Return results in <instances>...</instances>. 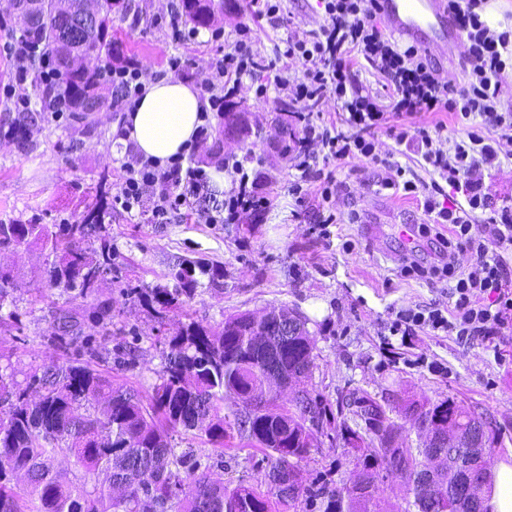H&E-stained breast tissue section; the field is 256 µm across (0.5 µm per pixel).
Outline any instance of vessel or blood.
Masks as SVG:
<instances>
[{
    "label": "vessel or blood",
    "instance_id": "obj_1",
    "mask_svg": "<svg viewBox=\"0 0 512 512\" xmlns=\"http://www.w3.org/2000/svg\"><path fill=\"white\" fill-rule=\"evenodd\" d=\"M378 16L407 40L436 54L460 36L449 13L448 0H378Z\"/></svg>",
    "mask_w": 512,
    "mask_h": 512
}]
</instances>
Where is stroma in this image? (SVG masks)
I'll list each match as a JSON object with an SVG mask.
<instances>
[{"label": "stroma", "instance_id": "stroma-1", "mask_svg": "<svg viewBox=\"0 0 512 512\" xmlns=\"http://www.w3.org/2000/svg\"><path fill=\"white\" fill-rule=\"evenodd\" d=\"M137 2L142 22L133 27L119 21L115 28L125 54L158 72H168L173 56L207 72L237 29L253 22L247 0H224V15L216 27L223 32L221 39H212V30L203 28L196 43L179 44L171 40L166 25L154 21L155 15L165 12L168 0ZM252 98L246 88L238 100L246 104L244 119L251 130H259L260 139L243 134L230 140L219 134L215 142L221 154L237 156L253 142H261L268 177L264 191L271 200L263 220L250 222L244 230L237 224H203L190 216L169 224H140L123 211H107L102 233L132 284L166 282L182 259H201L222 270L215 283H203L188 315L171 313L162 322L117 283H102L98 297L111 302L112 321L120 330L113 345L139 349L131 364L113 370V378L150 390L158 379L167 339L176 335L184 319L214 326L240 311L282 306L307 320L316 350L315 368L304 385L322 393L328 403H335L350 385L387 396L396 406L408 399L449 397L504 427L503 446L493 459L512 461V326L489 343L462 342L441 331L390 336L388 326L400 309L451 304L447 281L400 274L408 248L399 227L424 221L420 199L381 186L374 170L357 160L335 162L336 177L347 189L333 204L338 222L330 227L331 239L322 238L314 224L320 200L309 197L300 208L288 194L295 159L278 150L285 135L277 113L271 107H252ZM115 119L107 105L87 123L72 115L46 120L31 130L34 146L25 153L0 137V217L25 221L35 216L44 224L73 220L87 184L102 176L111 182L119 177L126 157L112 133ZM355 212L361 216L357 224L350 221ZM46 262V252L37 248L0 252V267L14 270L18 282L13 315L0 325V350L21 376L58 360L39 341L55 307L63 303L57 290L42 281ZM387 338L394 353L383 348ZM263 457L257 448H229L223 466L211 473L230 487L253 484L262 477ZM300 469L304 480L312 482L319 476L348 478L352 467L345 455L321 448L301 461Z\"/></svg>", "mask_w": 512, "mask_h": 512}]
</instances>
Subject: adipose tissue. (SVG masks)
Returning <instances> with one entry per match:
<instances>
[{
    "label": "adipose tissue",
    "instance_id": "adipose-tissue-1",
    "mask_svg": "<svg viewBox=\"0 0 512 512\" xmlns=\"http://www.w3.org/2000/svg\"><path fill=\"white\" fill-rule=\"evenodd\" d=\"M203 101L193 84L173 77L149 82L134 112L123 119V143L134 155L166 160L197 135Z\"/></svg>",
    "mask_w": 512,
    "mask_h": 512
}]
</instances>
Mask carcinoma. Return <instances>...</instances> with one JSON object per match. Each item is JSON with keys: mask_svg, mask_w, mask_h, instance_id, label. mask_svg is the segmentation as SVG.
Instances as JSON below:
<instances>
[{"mask_svg": "<svg viewBox=\"0 0 512 512\" xmlns=\"http://www.w3.org/2000/svg\"><path fill=\"white\" fill-rule=\"evenodd\" d=\"M25 26L19 40L40 44L57 64L50 84L32 67V87L42 101L82 121L104 104L103 66L125 61L112 38L115 21L132 8L131 0H68L67 14L57 0H25ZM224 14V0H181L180 16L193 27H210ZM43 112H19L3 127L22 149L31 146L30 126ZM84 209L70 224H42L30 219L0 218V250L36 247L52 261L46 287L56 288L64 305L56 308L41 344L62 362L34 370L16 380L11 366H0V512H281L299 496L321 501L323 512H377V502L354 480L340 487L326 481L304 483L298 462L309 455L311 435L297 407L286 408L274 393L296 383L314 367L316 342L309 331L281 338L269 329L254 342L253 313L230 315L218 326L195 321L182 325L168 340L158 383L150 392L112 380V366L125 364L126 351L112 343V307L96 310L100 336H86L83 315L74 300L95 296L104 280L120 282L121 269L112 262V246L101 234L104 213L102 184L83 193ZM213 282L220 269L209 264L178 265L170 272L172 286L132 288L138 302L162 320L182 311L199 295L201 278ZM15 275L0 270V311L7 306ZM249 427L241 426L236 410L224 411V400L237 396L261 399ZM432 415L467 431L475 411L457 401L409 400L396 413L408 418ZM195 431L224 463V449L261 448L270 461L264 487L232 488L201 470L192 448L178 450L173 434ZM296 445L295 462L282 455L285 443ZM456 454L455 448H397L399 469L393 477L406 491L410 512L416 498L430 502L421 512H448V489L464 481L469 462L443 467L427 480L432 456ZM354 469L371 476L389 471V461L366 453ZM485 486L473 489L457 512H488Z\"/></svg>", "mask_w": 512, "mask_h": 512, "instance_id": "carcinoma-1", "label": "carcinoma"}]
</instances>
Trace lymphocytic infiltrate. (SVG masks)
<instances>
[{
  "label": "lymphocytic infiltrate",
  "instance_id": "obj_1",
  "mask_svg": "<svg viewBox=\"0 0 512 512\" xmlns=\"http://www.w3.org/2000/svg\"><path fill=\"white\" fill-rule=\"evenodd\" d=\"M482 3L448 0L461 34L467 80L460 84L441 71L424 48L392 39L377 27V0H317L320 20L312 28L287 8L285 0H249L257 20L289 30L277 60L259 54L256 33L247 24L208 73L194 72L190 61L170 59L171 70L195 81L201 90L204 106L197 137L166 161L134 156L124 162L115 203L143 224H166L189 211L204 224H236L247 214L264 215L270 201L263 191V157L252 150L239 158L218 160L231 184L221 208L198 205L210 182L207 164L198 154L213 137L212 118L223 114L246 86L254 90L255 106H285L296 118L283 150L296 159L288 192L299 205L312 194L327 204L344 191L330 164L347 158L388 171L386 187L417 194V174L395 161L393 154L378 150L377 135L386 131L396 146L419 156L423 168L434 176L423 211L428 223L448 227L437 265L427 269L410 257L401 273L414 278L429 273L448 277L453 304L448 311L436 305L400 309L390 322V335L444 330L461 341L497 335L512 324V268L501 254L512 246V204L496 199L485 177L512 163V150L504 147L512 134V106L503 104L507 61L502 55L512 44V33L491 29L477 12ZM7 52L14 62L15 81L0 91L25 112L31 105L23 90L30 62L39 61L46 81L55 80V64L31 44L15 41ZM354 52L381 77L382 93L359 84L348 62ZM155 77L137 59L109 70L113 111H134L146 84ZM331 103L338 108L333 118L325 113ZM431 112L452 113L464 129L463 137L449 143L431 134L420 123ZM458 249L474 257L469 272H456L452 264Z\"/></svg>",
  "mask_w": 512,
  "mask_h": 512
}]
</instances>
